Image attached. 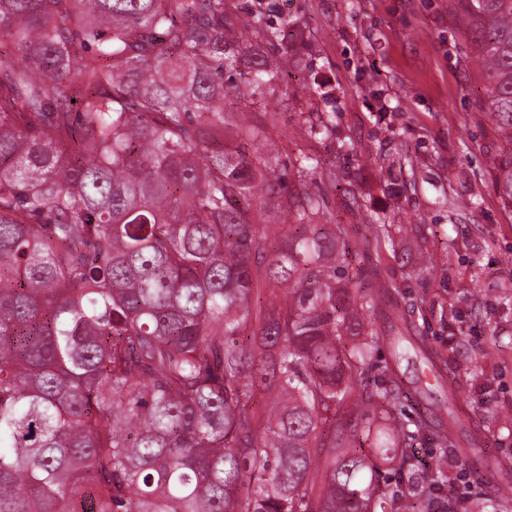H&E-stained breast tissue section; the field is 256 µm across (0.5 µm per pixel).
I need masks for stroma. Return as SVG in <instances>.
Wrapping results in <instances>:
<instances>
[{"label": "stroma", "instance_id": "obj_1", "mask_svg": "<svg viewBox=\"0 0 512 512\" xmlns=\"http://www.w3.org/2000/svg\"><path fill=\"white\" fill-rule=\"evenodd\" d=\"M297 24L286 87L264 91L256 108L280 134L332 117L329 136L279 141L276 168L291 177L306 155L350 184L345 195L318 178L328 218L350 225L352 251L370 256L380 282L398 287L413 333L400 353L381 348L371 378L394 370L434 422L454 393L464 412L455 431L474 460L486 512L503 471L512 472V215L492 185L487 155L502 143L485 119L482 83L467 65L469 24L453 0H269ZM402 222L432 254L423 273L368 241L369 225ZM441 355L454 382L431 371L422 348Z\"/></svg>", "mask_w": 512, "mask_h": 512}]
</instances>
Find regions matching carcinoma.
Listing matches in <instances>:
<instances>
[{"label":"carcinoma","mask_w":512,"mask_h":512,"mask_svg":"<svg viewBox=\"0 0 512 512\" xmlns=\"http://www.w3.org/2000/svg\"><path fill=\"white\" fill-rule=\"evenodd\" d=\"M456 8L512 146V0ZM294 28L247 0H0V512H427L453 397L424 473L427 421L361 379L411 322L376 269L345 276L312 158L284 190L228 111L284 83ZM491 176L512 212V150Z\"/></svg>","instance_id":"cac0c4a2"}]
</instances>
